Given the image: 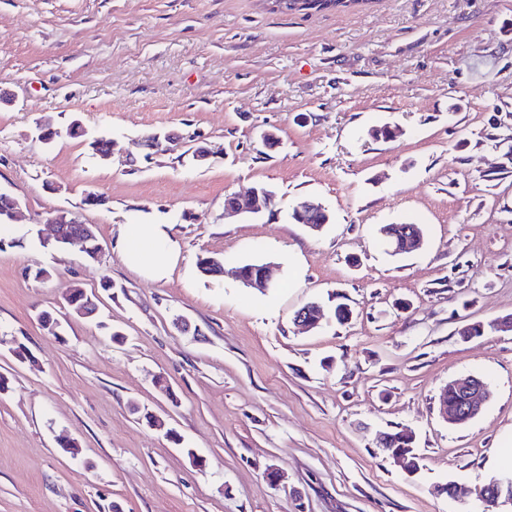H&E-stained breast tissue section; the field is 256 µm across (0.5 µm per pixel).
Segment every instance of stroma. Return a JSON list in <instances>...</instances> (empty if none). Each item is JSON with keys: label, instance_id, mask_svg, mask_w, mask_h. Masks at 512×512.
<instances>
[{"label": "stroma", "instance_id": "1", "mask_svg": "<svg viewBox=\"0 0 512 512\" xmlns=\"http://www.w3.org/2000/svg\"><path fill=\"white\" fill-rule=\"evenodd\" d=\"M0 91V190L23 210L0 245V512H482L512 452V332L491 327L512 316V0H0ZM46 118L63 131L48 145ZM383 124L400 136L373 139ZM150 130L222 152L147 161ZM256 186L273 210L225 220V196ZM307 197L321 232L291 217ZM59 207L93 225L98 259L49 246ZM133 215L172 227L164 278L121 258ZM407 223L423 247L390 255L380 227ZM201 256L275 263L277 285L205 276ZM73 284L96 290L95 318L64 306ZM309 302L324 320L305 333ZM468 376L493 397L453 426L439 394ZM405 429L412 476L376 446Z\"/></svg>", "mask_w": 512, "mask_h": 512}]
</instances>
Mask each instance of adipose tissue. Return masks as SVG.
Instances as JSON below:
<instances>
[{
	"mask_svg": "<svg viewBox=\"0 0 512 512\" xmlns=\"http://www.w3.org/2000/svg\"><path fill=\"white\" fill-rule=\"evenodd\" d=\"M119 249L127 265L151 278L165 276L177 259L176 242L167 224L124 225Z\"/></svg>",
	"mask_w": 512,
	"mask_h": 512,
	"instance_id": "obj_1",
	"label": "adipose tissue"
}]
</instances>
